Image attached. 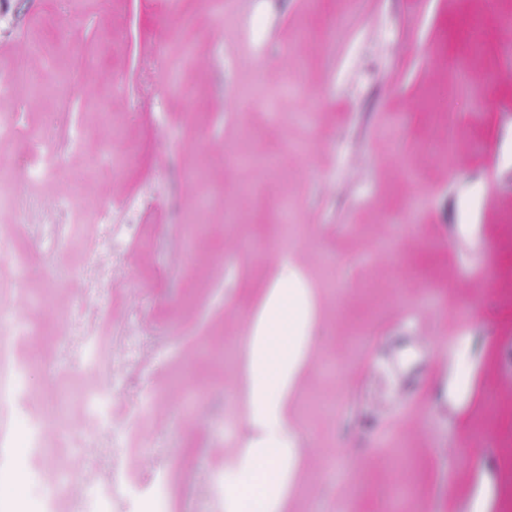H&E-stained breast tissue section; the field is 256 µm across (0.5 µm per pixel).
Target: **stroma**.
Returning a JSON list of instances; mask_svg holds the SVG:
<instances>
[{
	"mask_svg": "<svg viewBox=\"0 0 512 512\" xmlns=\"http://www.w3.org/2000/svg\"><path fill=\"white\" fill-rule=\"evenodd\" d=\"M0 17V72L36 39L46 85L82 69L67 111L15 81L0 99L15 182L26 130L62 141L60 170L27 188L34 224L0 204V307L39 330L4 353L30 361L32 408L76 424L36 461L80 481L58 512H84L91 482L129 512L160 473L166 512H224L240 338L283 251L322 316L289 409L306 443L288 512H512V0H236L222 17L211 0H0ZM89 170L124 236L76 208L71 246L45 247ZM49 289L55 308L32 304ZM88 321L92 372L71 351ZM461 334L455 362L434 359ZM71 378L109 391L112 429L62 400Z\"/></svg>",
	"mask_w": 512,
	"mask_h": 512,
	"instance_id": "obj_1",
	"label": "stroma"
}]
</instances>
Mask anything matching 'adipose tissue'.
Returning <instances> with one entry per match:
<instances>
[{"label": "adipose tissue", "mask_w": 512, "mask_h": 512, "mask_svg": "<svg viewBox=\"0 0 512 512\" xmlns=\"http://www.w3.org/2000/svg\"><path fill=\"white\" fill-rule=\"evenodd\" d=\"M254 310L242 338L248 436L224 466V512H288L303 437L288 409L312 348L317 313L288 257Z\"/></svg>", "instance_id": "adipose-tissue-1"}]
</instances>
